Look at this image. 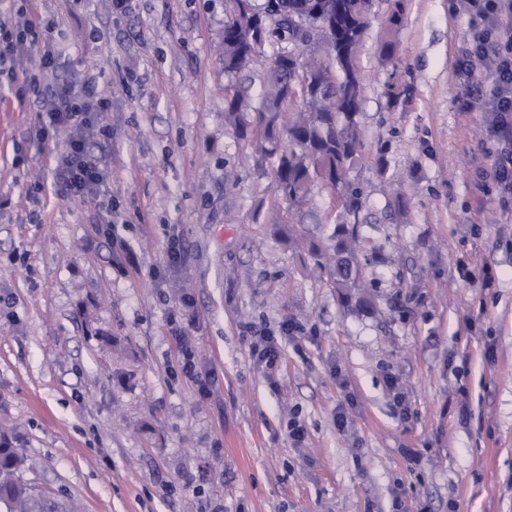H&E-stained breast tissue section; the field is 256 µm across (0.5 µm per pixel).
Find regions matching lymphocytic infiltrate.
Here are the masks:
<instances>
[{
  "instance_id": "f902f5d3",
  "label": "lymphocytic infiltrate",
  "mask_w": 512,
  "mask_h": 512,
  "mask_svg": "<svg viewBox=\"0 0 512 512\" xmlns=\"http://www.w3.org/2000/svg\"><path fill=\"white\" fill-rule=\"evenodd\" d=\"M471 19L470 37L459 50L454 71L464 100H480L487 113L489 135L496 157L487 175L500 191L502 209L512 208V0H463ZM25 61V80L14 98L19 104L35 103L46 112L39 137L49 141L67 131L63 153L51 170L57 190L84 198L102 180L99 159L87 134L105 110L91 85L74 92L59 74L61 63L50 37H37L36 22L26 19L14 39L0 46V66Z\"/></svg>"
}]
</instances>
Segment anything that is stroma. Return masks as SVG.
Listing matches in <instances>:
<instances>
[{
	"label": "stroma",
	"mask_w": 512,
	"mask_h": 512,
	"mask_svg": "<svg viewBox=\"0 0 512 512\" xmlns=\"http://www.w3.org/2000/svg\"><path fill=\"white\" fill-rule=\"evenodd\" d=\"M226 4L0 0V37L33 14L73 86L94 81L109 105L105 212L33 192L66 137L40 141L45 113L0 102V425L23 480L81 512H512V217L478 189L492 144L458 101L460 0H406L387 63L392 2L377 0L363 40L367 310L272 232V173L224 125L226 85L256 101L264 82L260 62L224 75ZM337 214L316 189L291 219L325 242ZM175 323L207 393L180 373ZM283 323L296 331L269 370L253 334ZM404 11L403 3H396L389 18V29L381 46V56L385 61H391L399 46L395 34L398 32Z\"/></svg>",
	"instance_id": "1"
}]
</instances>
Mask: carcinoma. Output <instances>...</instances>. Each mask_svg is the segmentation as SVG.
I'll return each mask as SVG.
<instances>
[{
    "label": "carcinoma",
    "mask_w": 512,
    "mask_h": 512,
    "mask_svg": "<svg viewBox=\"0 0 512 512\" xmlns=\"http://www.w3.org/2000/svg\"><path fill=\"white\" fill-rule=\"evenodd\" d=\"M224 22V73L235 75L262 52L249 37L250 21L272 19L260 47L274 46L265 70L261 102L256 104L231 86L225 88L224 121L262 160L273 164L274 192L288 207H300L319 184L336 195L339 214L327 257L317 245L311 254L325 260L331 286L343 297L359 287L367 255L355 248L363 191L351 178L362 165L365 144L356 116L364 86L357 51L368 27L374 0H330L325 35L314 40L295 19L312 0H230ZM404 5L395 4L381 56L397 53ZM24 453L0 442V512H78L71 500L36 490L21 478Z\"/></svg>",
    "instance_id": "cac0c4a2"
}]
</instances>
